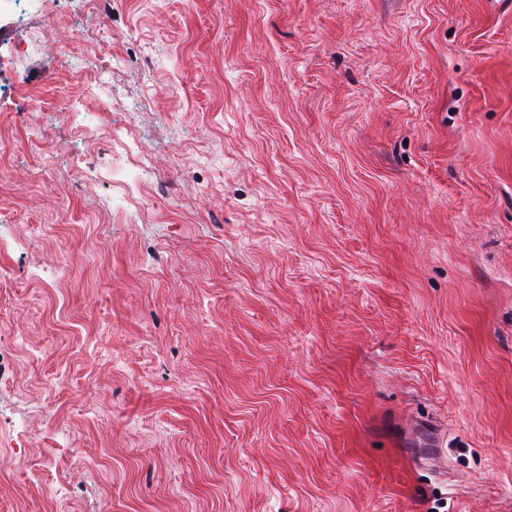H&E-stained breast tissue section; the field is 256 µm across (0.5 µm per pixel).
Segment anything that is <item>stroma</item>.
<instances>
[{
    "label": "stroma",
    "instance_id": "35a3bbf8",
    "mask_svg": "<svg viewBox=\"0 0 512 512\" xmlns=\"http://www.w3.org/2000/svg\"><path fill=\"white\" fill-rule=\"evenodd\" d=\"M0 59V512H512V0H36ZM125 128L121 125L112 127V148L116 156L124 154L127 158H132L140 166H147L149 159L146 155L140 153L138 142L129 140L124 132ZM118 147L120 151L116 149Z\"/></svg>",
    "mask_w": 512,
    "mask_h": 512
}]
</instances>
